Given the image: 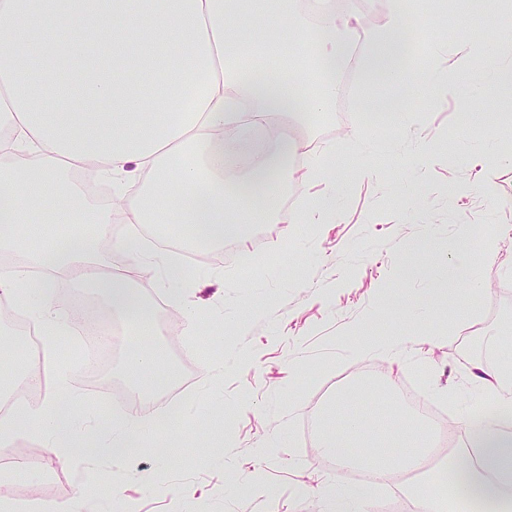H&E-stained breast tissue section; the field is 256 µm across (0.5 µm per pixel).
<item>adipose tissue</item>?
I'll list each match as a JSON object with an SVG mask.
<instances>
[{
    "mask_svg": "<svg viewBox=\"0 0 512 512\" xmlns=\"http://www.w3.org/2000/svg\"><path fill=\"white\" fill-rule=\"evenodd\" d=\"M441 0H388L381 22L360 47L350 37L355 9L326 11L313 23L292 21L288 0H0V252L24 255L26 264L0 265V298L25 310L38 328L41 367L52 393L32 403L16 394L35 379L0 389L8 403L0 420V447L41 439L51 458L83 451V401L58 359L64 337L79 326L52 298L73 280L99 297L131 335L142 337L129 378L150 390L158 354L148 344L161 316L134 286V278L163 262L160 287L175 303L193 283L177 257L148 244L144 228L193 226L198 248L247 236L252 225L289 220L333 224L340 217L345 179L326 166L335 149L285 136L283 123H308L329 111L336 76L356 65L371 109L404 121L410 84L423 81L433 107L468 98L461 73H490L496 102L512 109V26L494 32L495 53L484 38H469L447 57L440 34L428 56L447 65L414 67L410 17L432 21ZM307 156V175L326 185L323 196L285 212L291 160ZM91 169L111 185L102 206L73 172ZM127 235L113 240L117 262H103L100 244L113 210ZM476 239L463 234L443 257L445 270L428 290L431 312L445 299L476 297L483 282L474 259ZM473 380L486 399L512 405V359L476 364ZM181 427L173 405L151 417L124 412L101 429L96 454L121 463L136 448L157 446L153 424ZM465 441L440 469H429L439 447L438 428L415 415L392 419L352 414L321 426L315 446L337 467L364 470L369 485L398 474L420 475L409 494L422 512H512V417L480 410L464 423ZM369 486L324 485L320 512H371Z\"/></svg>",
    "mask_w": 512,
    "mask_h": 512,
    "instance_id": "obj_1",
    "label": "adipose tissue"
}]
</instances>
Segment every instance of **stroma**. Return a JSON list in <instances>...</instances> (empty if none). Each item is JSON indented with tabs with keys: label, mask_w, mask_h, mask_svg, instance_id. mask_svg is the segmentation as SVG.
<instances>
[{
	"label": "stroma",
	"mask_w": 512,
	"mask_h": 512,
	"mask_svg": "<svg viewBox=\"0 0 512 512\" xmlns=\"http://www.w3.org/2000/svg\"><path fill=\"white\" fill-rule=\"evenodd\" d=\"M467 81L473 101H452L441 110L433 109L427 87L413 84L407 98L412 124L403 127L362 111L366 89L357 86L353 68L343 70L332 112L300 129L314 145L332 144L341 152L355 131L383 128L368 147L381 171L378 181L359 179L357 160L342 164L350 190L340 222L256 225L248 238L228 244L245 262L242 270L228 263L227 252L188 258L197 283L182 306L157 292L152 276L136 281L164 322L154 339L163 353L155 381L163 382L174 367L188 369L193 380L181 437L172 438L171 427L163 425L156 434L171 437L166 451L139 449L125 464L75 457L37 478L0 485V496L18 503L66 499L94 467L103 481L87 491L91 512H108L115 485L120 507L134 512H319L323 481H351L355 474L325 468L315 448L300 444L298 432L306 418L332 409L326 381L341 389L367 368L398 385L418 378L424 398L447 405L449 419L462 422L464 410L477 406L473 364L488 363V348L512 336V239L501 236L512 225V148L506 146L512 119L493 118L481 74ZM474 112L492 119L471 126L465 117ZM426 146L442 153L440 163H425ZM480 152L497 156L488 188L467 162ZM467 181L471 191L449 206V186ZM467 222L500 238L495 260L479 264L484 289L475 302L412 316L386 307L387 297L405 291L424 304L438 261L406 281L392 278L393 265L426 239L448 246ZM190 315L196 318L192 336L185 330ZM366 336H402L406 343L395 356L351 362L350 347ZM428 336L434 344H425ZM132 348L125 336L116 337L112 382L98 389L83 380L82 363L61 352L84 392L90 427L108 423L124 400ZM223 359L228 366L222 370ZM264 445L270 453L257 455ZM227 460L233 470H225Z\"/></svg>",
	"instance_id": "1"
}]
</instances>
